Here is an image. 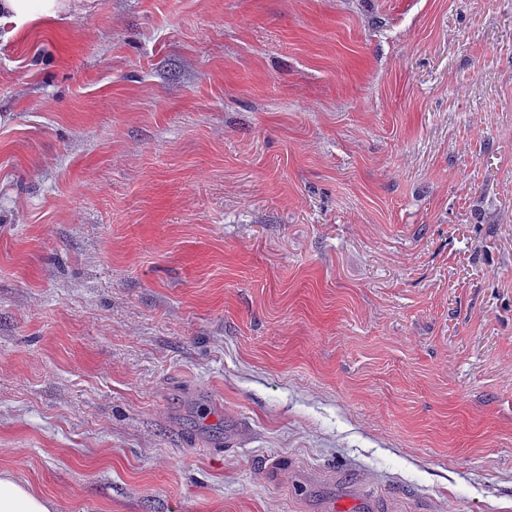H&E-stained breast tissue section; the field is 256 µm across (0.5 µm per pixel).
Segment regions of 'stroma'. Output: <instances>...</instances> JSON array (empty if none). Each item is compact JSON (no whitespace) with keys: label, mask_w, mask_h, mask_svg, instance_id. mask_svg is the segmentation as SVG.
<instances>
[{"label":"stroma","mask_w":512,"mask_h":512,"mask_svg":"<svg viewBox=\"0 0 512 512\" xmlns=\"http://www.w3.org/2000/svg\"><path fill=\"white\" fill-rule=\"evenodd\" d=\"M65 2L0 39V471L512 512V0Z\"/></svg>","instance_id":"obj_1"}]
</instances>
